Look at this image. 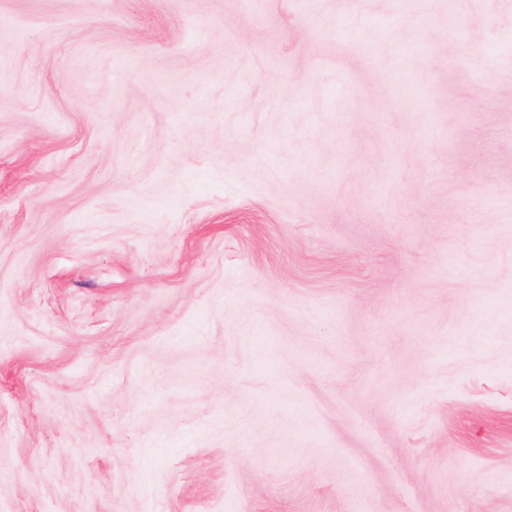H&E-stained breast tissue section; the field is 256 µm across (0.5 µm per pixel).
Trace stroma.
Returning a JSON list of instances; mask_svg holds the SVG:
<instances>
[{
  "label": "stroma",
  "mask_w": 512,
  "mask_h": 512,
  "mask_svg": "<svg viewBox=\"0 0 512 512\" xmlns=\"http://www.w3.org/2000/svg\"><path fill=\"white\" fill-rule=\"evenodd\" d=\"M0 0V512H512V0Z\"/></svg>",
  "instance_id": "obj_1"
}]
</instances>
